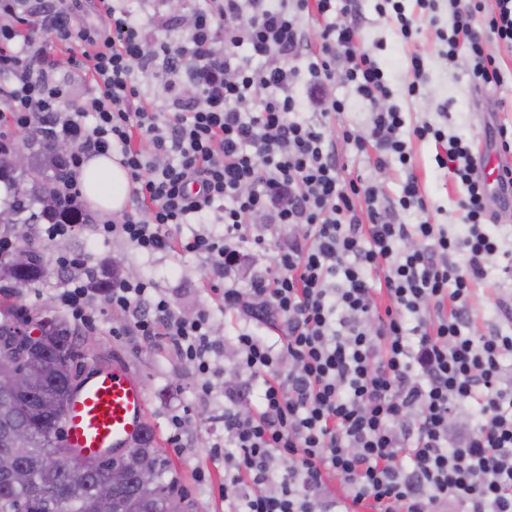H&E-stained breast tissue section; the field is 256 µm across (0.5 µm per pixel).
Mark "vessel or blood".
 I'll use <instances>...</instances> for the list:
<instances>
[{"label": "vessel or blood", "mask_w": 512, "mask_h": 512, "mask_svg": "<svg viewBox=\"0 0 512 512\" xmlns=\"http://www.w3.org/2000/svg\"><path fill=\"white\" fill-rule=\"evenodd\" d=\"M146 411L139 379L117 366L95 372L71 399L65 444L90 457L121 451L142 434Z\"/></svg>", "instance_id": "1"}]
</instances>
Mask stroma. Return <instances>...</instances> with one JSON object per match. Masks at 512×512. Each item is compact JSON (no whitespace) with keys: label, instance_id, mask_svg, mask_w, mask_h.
<instances>
[{"label":"stroma","instance_id":"obj_1","mask_svg":"<svg viewBox=\"0 0 512 512\" xmlns=\"http://www.w3.org/2000/svg\"><path fill=\"white\" fill-rule=\"evenodd\" d=\"M377 3L378 0H360L361 43L388 73L392 91L389 102L405 116L409 132L404 139L412 154V172L420 181L427 203L426 214L410 211L401 215L400 220L414 224L425 217L433 224L463 223L464 213L458 202L465 195L464 187L449 170L438 167L434 141L415 138L410 129L428 121L447 134L468 138L474 155L490 152L489 128L500 122H512V79L500 87L479 90L474 87L465 63L448 64L436 37L437 28L451 25L447 7H440L437 23L420 17L418 32L406 40L389 17L377 12ZM126 4L143 23L147 34L161 40L167 34L168 21L190 14L198 0H181L177 5L171 0H126ZM41 41L47 54L56 60L55 75L66 83L71 101H80L90 86L89 76L73 63L74 56L81 53L80 47L65 54L52 35H43ZM416 53L425 60V82L419 95L411 97L406 91L412 79L409 60ZM338 151L346 164L345 175L374 177L384 198L397 202L407 174L398 162H390L384 173L378 175L371 159L357 153L352 145L339 143ZM41 245L51 262L65 254L87 258L104 282L112 279V259H121L134 276L154 280L177 312H208L214 338L233 337L240 325L236 315L225 312L215 282L206 277V261L200 255L180 252L147 256L120 239L92 240L83 235L45 239ZM62 283V278L54 275L40 284L12 289L10 295L0 294V311L13 307L20 309L24 317L36 320L63 318L64 312L55 300ZM498 301L512 303V279L493 269L471 299L475 333H486L501 325L502 320L494 310ZM127 326L122 314L108 312L100 316L96 325L79 329L78 334L93 335L94 357L100 366L120 362L141 379L148 398L146 425L153 434L154 445L168 455L196 512H224V470L211 458L212 444L224 435L212 420L213 413L224 407L223 376L213 379L215 393L211 404L201 403L193 365L165 345L146 344L127 335ZM174 413L186 416L189 433V442L179 454L172 453L167 440L168 419Z\"/></svg>","mask_w":512,"mask_h":512}]
</instances>
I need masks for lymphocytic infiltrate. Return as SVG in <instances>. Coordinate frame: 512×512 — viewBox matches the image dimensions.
<instances>
[{
    "label": "lymphocytic infiltrate",
    "mask_w": 512,
    "mask_h": 512,
    "mask_svg": "<svg viewBox=\"0 0 512 512\" xmlns=\"http://www.w3.org/2000/svg\"><path fill=\"white\" fill-rule=\"evenodd\" d=\"M448 7L451 29L437 33L446 58L467 54L476 88L503 85L488 45L512 49V0L488 12L480 0ZM73 11V0H0V72L12 77L0 89V153L31 130L70 144L56 191L76 211L84 161L117 157L130 204L86 225L88 235L148 255L196 253L223 280L224 309L243 320L230 345L238 381L218 417L224 440L213 445L225 512H512V388L501 385L512 308L496 303L506 327L476 336L469 304L490 268L512 276V249L487 228L490 191L466 138L413 129L435 141L438 165L466 189L454 234L401 222V212L427 209L415 176L388 207L371 179L343 177L339 137L374 152L375 169L393 158L412 166L405 117L385 105L386 73L349 20L357 0H204L175 43L149 41L119 0H100L95 26L75 27ZM314 14L326 23L312 41ZM45 32L82 43L92 84L74 109L63 107L67 87L39 43ZM137 66L167 75V111L145 103ZM339 79L370 105L367 134L332 135L346 109L330 90ZM219 202L222 234L173 236L172 226ZM267 224L295 233L275 269L256 270L249 245L263 242ZM241 265L252 268L244 282ZM57 300L72 320L93 322L104 304L144 342L166 340L194 365L201 402L211 400L224 347L206 312L183 316L156 283L123 275L99 292L72 274Z\"/></svg>",
    "instance_id": "f902f5d3"
}]
</instances>
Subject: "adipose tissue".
I'll return each instance as SVG.
<instances>
[{"label": "adipose tissue", "instance_id": "1", "mask_svg": "<svg viewBox=\"0 0 512 512\" xmlns=\"http://www.w3.org/2000/svg\"><path fill=\"white\" fill-rule=\"evenodd\" d=\"M78 180L86 201L92 207L107 213L122 211L128 175L116 159L93 157L81 168Z\"/></svg>", "mask_w": 512, "mask_h": 512}]
</instances>
